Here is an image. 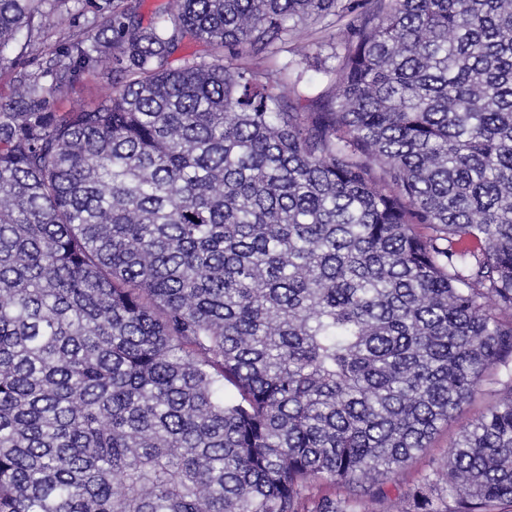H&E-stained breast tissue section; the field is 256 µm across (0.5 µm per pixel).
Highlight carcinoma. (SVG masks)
Listing matches in <instances>:
<instances>
[{
	"label": "carcinoma",
	"mask_w": 512,
	"mask_h": 512,
	"mask_svg": "<svg viewBox=\"0 0 512 512\" xmlns=\"http://www.w3.org/2000/svg\"><path fill=\"white\" fill-rule=\"evenodd\" d=\"M120 2L0 101V512H374L486 384L399 512H512V0ZM112 75V61L107 62L100 74L97 76L83 75L79 78L75 90L66 99L59 102L56 106L60 112H65L72 107H92L105 94L112 90L110 80L107 79V73ZM489 399L490 394L478 396L475 401L464 409L456 420L448 424V427H442L432 439L428 451L412 465L399 471L393 478L395 482L393 481L388 484L389 489L392 491V496L404 492L408 486L413 484L422 471L428 470L431 461L443 455L444 450L448 448L449 443L457 436L461 427L476 417Z\"/></svg>",
	"instance_id": "1"
}]
</instances>
